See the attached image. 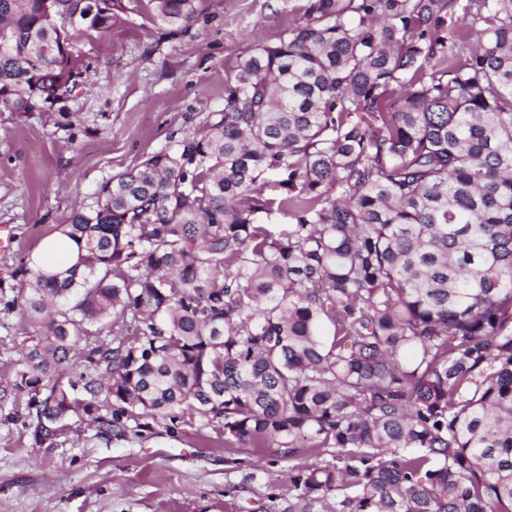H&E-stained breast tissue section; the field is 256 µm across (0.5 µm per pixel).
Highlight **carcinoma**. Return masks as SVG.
Listing matches in <instances>:
<instances>
[{
	"mask_svg": "<svg viewBox=\"0 0 512 512\" xmlns=\"http://www.w3.org/2000/svg\"><path fill=\"white\" fill-rule=\"evenodd\" d=\"M134 12L0 0V112L81 125L76 46ZM58 229L71 266L0 279L35 446L189 413L288 460L284 512H512V0H304Z\"/></svg>",
	"mask_w": 512,
	"mask_h": 512,
	"instance_id": "1",
	"label": "carcinoma"
}]
</instances>
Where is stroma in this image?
<instances>
[{
  "mask_svg": "<svg viewBox=\"0 0 512 512\" xmlns=\"http://www.w3.org/2000/svg\"><path fill=\"white\" fill-rule=\"evenodd\" d=\"M300 0H206L189 34L163 37L147 13L82 45L90 77L64 131L38 118L0 113V225L16 243L0 250V279L57 235L72 210L105 179L193 131L224 107V75L257 44L277 41ZM35 331L20 315L0 318V512H281L288 463L270 448H228L213 428L186 420L171 432L106 443L80 426L65 443L34 446L10 419L23 407L8 381Z\"/></svg>",
  "mask_w": 512,
  "mask_h": 512,
  "instance_id": "obj_1",
  "label": "stroma"
}]
</instances>
